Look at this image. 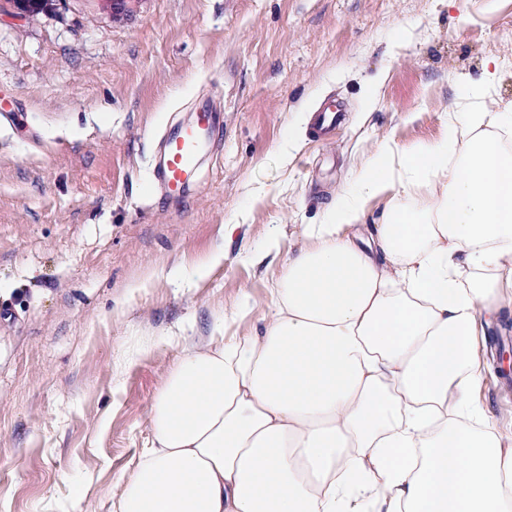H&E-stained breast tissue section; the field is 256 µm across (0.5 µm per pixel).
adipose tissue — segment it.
Here are the masks:
<instances>
[{"mask_svg": "<svg viewBox=\"0 0 512 512\" xmlns=\"http://www.w3.org/2000/svg\"><path fill=\"white\" fill-rule=\"evenodd\" d=\"M512 104L382 144L269 288L261 328L184 345L113 512H512V444L473 398L482 314L512 304ZM403 198L350 235L391 186ZM468 285H460L461 267Z\"/></svg>", "mask_w": 512, "mask_h": 512, "instance_id": "adipose-tissue-1", "label": "adipose tissue"}]
</instances>
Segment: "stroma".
Wrapping results in <instances>:
<instances>
[{"instance_id":"stroma-1","label":"stroma","mask_w":512,"mask_h":512,"mask_svg":"<svg viewBox=\"0 0 512 512\" xmlns=\"http://www.w3.org/2000/svg\"><path fill=\"white\" fill-rule=\"evenodd\" d=\"M0 0V512H112L182 345L260 326L304 225L383 141L439 140L489 59L512 103V0ZM222 109L191 190L151 178L165 129ZM343 106L317 138L307 118ZM235 225L225 238V225ZM277 254L265 255L270 238ZM224 258L212 263L216 249ZM250 315L229 321L240 301ZM483 318L476 395L512 433V386ZM83 485L73 505L74 485Z\"/></svg>"}]
</instances>
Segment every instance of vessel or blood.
Masks as SVG:
<instances>
[{"label":"vessel or blood","mask_w":512,"mask_h":512,"mask_svg":"<svg viewBox=\"0 0 512 512\" xmlns=\"http://www.w3.org/2000/svg\"><path fill=\"white\" fill-rule=\"evenodd\" d=\"M220 109L210 101L196 103L193 119L171 126L165 133L154 169L162 195H185L192 185L200 158L209 150L211 132Z\"/></svg>","instance_id":"1"}]
</instances>
